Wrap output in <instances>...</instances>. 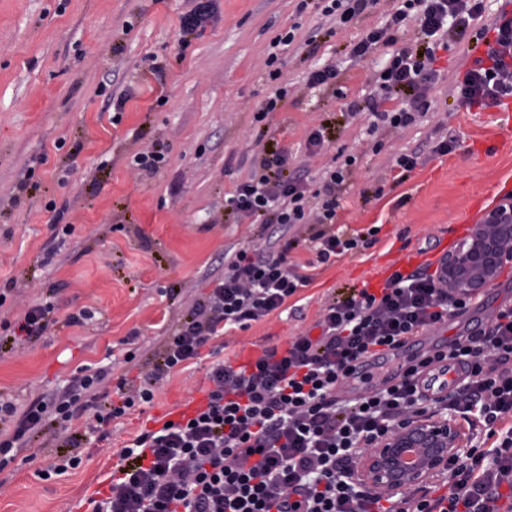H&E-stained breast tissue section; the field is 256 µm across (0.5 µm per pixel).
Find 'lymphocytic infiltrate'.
I'll return each instance as SVG.
<instances>
[{
    "mask_svg": "<svg viewBox=\"0 0 512 512\" xmlns=\"http://www.w3.org/2000/svg\"><path fill=\"white\" fill-rule=\"evenodd\" d=\"M409 20L417 37L399 43L396 34ZM483 41L489 44L486 58L473 59L450 90L455 106L486 109L512 96V10L487 19L482 0H397L384 23L347 47L357 63L389 50L376 79L378 94L347 103V111L366 115L374 131L416 124L431 107L438 51L458 46L467 54ZM355 163L347 155L314 189L288 173L286 151L270 153L224 205L253 223L267 216L285 228L316 225L312 258L290 257L287 240L238 251L168 336L147 378L123 389L121 405H113L104 390L107 373L101 368L73 377L51 402H33L22 413L0 399V425L15 424L12 435L0 439V456L48 429L66 451L47 475L78 468L84 445L106 441L114 419L152 402L157 384L197 358L208 342L280 309L310 284V269L375 245L376 228L349 238L332 229ZM469 307V301L449 300L437 275L423 269L392 273L380 291L363 287L332 300L317 322L319 335L293 336L285 348L265 349L246 365L212 366L205 406L172 425L143 431L122 448L108 492L95 500L93 512H501L500 501L512 503L511 305L499 308L486 329L449 344V359L467 370L466 382L450 394L422 397L414 365L399 382L372 394L355 400L337 395L353 363L446 326ZM416 409L456 413L482 436L469 455L451 463L447 492L434 495L426 484L386 499L355 486L348 474L356 457ZM77 419L83 422L79 433L71 430Z\"/></svg>",
    "mask_w": 512,
    "mask_h": 512,
    "instance_id": "1",
    "label": "lymphocytic infiltrate"
}]
</instances>
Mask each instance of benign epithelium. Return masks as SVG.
<instances>
[{
  "label": "benign epithelium",
  "instance_id": "benign-epithelium-1",
  "mask_svg": "<svg viewBox=\"0 0 512 512\" xmlns=\"http://www.w3.org/2000/svg\"><path fill=\"white\" fill-rule=\"evenodd\" d=\"M509 261L512 215L496 213L473 225L442 257L440 285L454 300L483 296ZM471 441L461 416L415 410L356 458L349 479L386 495H401L415 485L448 477V462L468 453Z\"/></svg>",
  "mask_w": 512,
  "mask_h": 512
}]
</instances>
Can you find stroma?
<instances>
[{
	"instance_id": "35a3bbf8",
	"label": "stroma",
	"mask_w": 512,
	"mask_h": 512,
	"mask_svg": "<svg viewBox=\"0 0 512 512\" xmlns=\"http://www.w3.org/2000/svg\"><path fill=\"white\" fill-rule=\"evenodd\" d=\"M298 2L218 0L214 21L184 48L179 18L193 0H0V285L17 286L0 306V322H17L45 300L56 306L45 336L0 349V397L18 410L51 397L84 368L111 369L113 391L121 380L139 382L223 272V255L279 236L278 225L247 224L224 207L225 192L250 178L269 145L288 149L314 178L339 154L355 155L336 229L381 228L378 244L317 269L297 305L210 341L151 403L113 421L108 447L88 444L79 468L41 480L60 447L35 437L0 469V512H91L121 448L205 395L213 363L243 364L297 334L318 335L322 308L369 282L384 245L423 250L426 262L437 263L512 191V130L497 108L445 111L458 52L439 51L435 104L417 125L372 132L365 116L342 112L341 102L375 92L386 54L356 63L344 48L380 23L393 0L331 37L314 7L301 11ZM293 26L296 40L277 63L288 95L256 121L270 91L271 43ZM154 57L162 75L149 70ZM328 64L338 70L335 84L310 87L308 73ZM162 91L168 100L161 105ZM319 124L330 142L306 157L304 135ZM436 133L457 136L458 148L430 155ZM151 145L166 155L159 171L133 169L132 156ZM409 150L420 151L422 163L394 182L393 158ZM41 154L46 163L34 165ZM28 169L32 187L22 192L18 177ZM377 185L383 196L365 200ZM57 220L72 225L71 235L57 239ZM52 246V264L39 266ZM84 307L93 319L69 325V314Z\"/></svg>"
}]
</instances>
